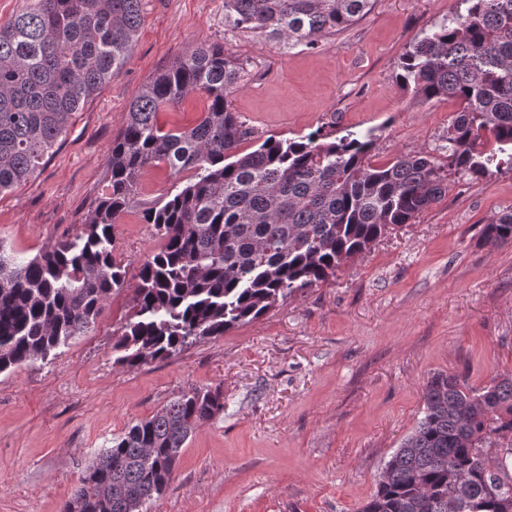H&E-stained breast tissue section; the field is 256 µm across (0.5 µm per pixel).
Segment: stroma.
Segmentation results:
<instances>
[{"instance_id":"35a3bbf8","label":"stroma","mask_w":512,"mask_h":512,"mask_svg":"<svg viewBox=\"0 0 512 512\" xmlns=\"http://www.w3.org/2000/svg\"><path fill=\"white\" fill-rule=\"evenodd\" d=\"M462 9L460 0H374L309 47L225 23L224 0H142L123 70L75 113L36 173L0 195V242L30 259L80 234L131 101L204 43L242 65L232 107L252 134L240 153L315 130L373 134L376 165L433 150L460 105L419 100L397 75L409 44ZM508 210L512 167L449 177L438 202L334 279L223 336L125 368L112 337L133 312L141 263L161 244L129 208L112 226L127 285L94 329L46 362L0 374V512H59L113 437L189 385L220 387L224 410L187 441L147 512H359L421 418L433 373L475 387L512 375V244L480 236Z\"/></svg>"}]
</instances>
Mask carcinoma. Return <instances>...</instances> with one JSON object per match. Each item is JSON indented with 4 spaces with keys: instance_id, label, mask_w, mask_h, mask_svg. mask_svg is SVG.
I'll return each mask as SVG.
<instances>
[{
    "instance_id": "1",
    "label": "carcinoma",
    "mask_w": 512,
    "mask_h": 512,
    "mask_svg": "<svg viewBox=\"0 0 512 512\" xmlns=\"http://www.w3.org/2000/svg\"><path fill=\"white\" fill-rule=\"evenodd\" d=\"M466 11L410 44L400 80L423 101L461 109L442 135L447 163L429 152L370 161L374 139H265L232 111L240 64L201 44L155 73L129 106L107 156L105 184L81 234L29 260L0 244V373L45 361L88 333L127 267L112 224L164 165L188 181L146 203L140 220L163 240L140 265L133 314L112 346L127 368L254 321L295 292L336 276L390 230L412 223L448 191V176L512 166V0H462ZM371 0H224V21L293 44L363 17ZM142 21L141 0H37L0 27V194L33 176L72 115L124 68ZM203 94L191 127L164 129L158 113ZM512 243V211L483 226ZM218 387L191 386L102 449L60 512H142L163 494L182 448L224 410ZM360 512H512V376L471 387L437 372L423 416L385 464Z\"/></svg>"
}]
</instances>
